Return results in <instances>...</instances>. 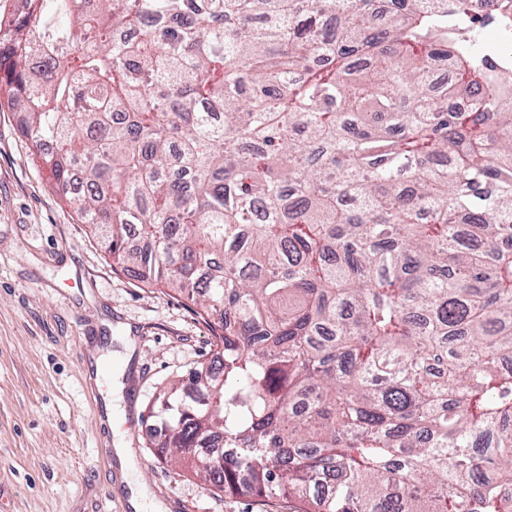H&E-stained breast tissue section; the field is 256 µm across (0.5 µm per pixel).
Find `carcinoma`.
<instances>
[{
  "instance_id": "cac0c4a2",
  "label": "carcinoma",
  "mask_w": 512,
  "mask_h": 512,
  "mask_svg": "<svg viewBox=\"0 0 512 512\" xmlns=\"http://www.w3.org/2000/svg\"><path fill=\"white\" fill-rule=\"evenodd\" d=\"M471 10L22 0L0 18V87L60 197L112 269L202 305L205 401L160 397L151 438L216 490L512 512V0H491L495 43Z\"/></svg>"
}]
</instances>
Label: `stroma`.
Wrapping results in <instances>:
<instances>
[{
	"instance_id": "stroma-1",
	"label": "stroma",
	"mask_w": 512,
	"mask_h": 512,
	"mask_svg": "<svg viewBox=\"0 0 512 512\" xmlns=\"http://www.w3.org/2000/svg\"><path fill=\"white\" fill-rule=\"evenodd\" d=\"M131 326L135 352L121 341ZM199 309L113 271L0 109V512H300L294 498L225 495L161 460L146 414L210 357ZM132 450L129 482L118 443Z\"/></svg>"
}]
</instances>
